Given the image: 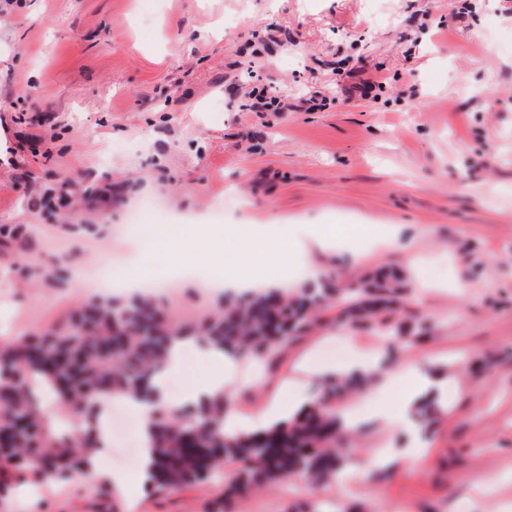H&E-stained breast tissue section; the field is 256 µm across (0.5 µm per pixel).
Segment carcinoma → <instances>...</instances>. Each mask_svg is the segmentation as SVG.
I'll list each match as a JSON object with an SVG mask.
<instances>
[{"label": "carcinoma", "instance_id": "obj_1", "mask_svg": "<svg viewBox=\"0 0 512 512\" xmlns=\"http://www.w3.org/2000/svg\"><path fill=\"white\" fill-rule=\"evenodd\" d=\"M30 248L19 231L0 226V254ZM398 279L380 273L370 281L336 288L327 274L288 297L286 291L249 292L224 303V314L175 329L147 300L127 305L90 306L53 330L21 336L0 346V489L26 469L44 481L87 474L100 450L98 426L72 433L47 422L37 405L44 387L69 411L83 415L104 391L129 393L151 403L153 456L146 486L172 493L220 479L228 459L224 492L209 512H228L232 499L266 482L297 474L309 491L342 470L336 445L344 430L336 400L348 382L324 383L317 397L291 417L253 433L226 435L220 427L224 397L200 402L190 415H173L151 397L153 380L174 346L189 339L221 352L274 361L308 319V311L335 302L367 312Z\"/></svg>", "mask_w": 512, "mask_h": 512}]
</instances>
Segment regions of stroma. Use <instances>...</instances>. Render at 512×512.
Here are the masks:
<instances>
[{"instance_id": "stroma-1", "label": "stroma", "mask_w": 512, "mask_h": 512, "mask_svg": "<svg viewBox=\"0 0 512 512\" xmlns=\"http://www.w3.org/2000/svg\"><path fill=\"white\" fill-rule=\"evenodd\" d=\"M264 69L251 81L247 62ZM364 69L379 87L344 92ZM254 83L312 110L246 112ZM32 85V97L19 88ZM0 224L26 255L0 258V339L68 322L88 301H126L143 223L329 224L328 248L289 249L267 269L300 288L309 271L348 282L393 267L413 286L387 326L322 312L275 364H242L229 389L243 417L313 399L322 349L345 342L378 377L414 366L448 384L444 414L398 427L399 393L367 401L342 448L348 479L239 497L234 512H512V13L502 0H19L0 12ZM440 268L417 287L420 268ZM165 270L158 308L189 327L224 306L203 271ZM414 454L381 464L375 450ZM498 476L496 486L487 479ZM209 483L175 493L85 479H27L0 512H209Z\"/></svg>"}]
</instances>
